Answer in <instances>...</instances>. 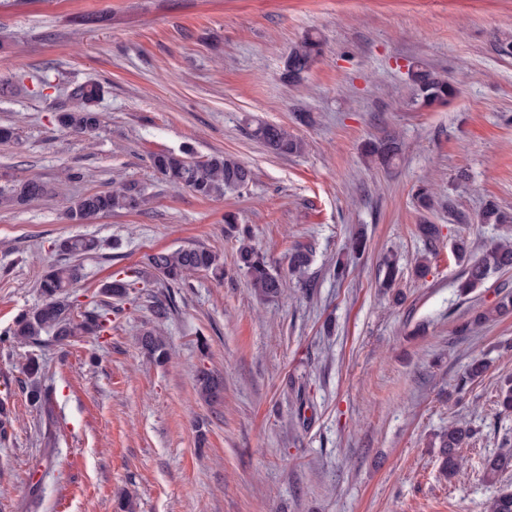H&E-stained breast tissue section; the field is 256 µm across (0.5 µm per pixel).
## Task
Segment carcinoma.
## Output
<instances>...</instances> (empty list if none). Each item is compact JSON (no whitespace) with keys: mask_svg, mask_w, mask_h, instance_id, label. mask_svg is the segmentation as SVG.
<instances>
[{"mask_svg":"<svg viewBox=\"0 0 512 512\" xmlns=\"http://www.w3.org/2000/svg\"><path fill=\"white\" fill-rule=\"evenodd\" d=\"M321 41L312 34L305 36L300 43L288 52L285 61V78L289 82L299 81L321 55ZM407 75L412 90V102L423 107L443 104L458 93L457 84L448 81L439 73L429 69L420 61H411L407 65ZM101 89L95 84L75 86L70 94L71 107L59 113L61 125L78 134H92L101 124L100 114L95 103L100 98ZM249 136L260 143L265 150L275 156L298 154L303 150V142L288 131V128L258 119L246 118ZM366 156L375 164L391 168L396 165L402 146L399 139L389 133L377 140L365 144ZM153 170L169 183L190 190L202 199L223 197L227 194H239L253 180L252 170L232 155L216 154L202 162H192L184 156L171 151H160L150 155ZM49 195V188L37 179H28L0 191V204L7 206L23 205L40 200ZM148 202L145 189L134 184H124L116 190L90 192L81 196L68 206L66 218L73 224H88L99 216L114 210L141 212ZM508 215L494 200L485 202L479 216L482 224H505ZM419 237L424 242L428 254H424L415 264V273L423 275L428 267V255L434 254V244L439 235L435 224L423 223L417 226ZM238 246L235 263L247 280V285L258 298L265 301L279 299L286 288V281L274 269L268 255L252 244L247 229L237 230ZM57 248L74 257L90 254L97 249V243L89 238L74 237L62 240ZM455 257L463 263L459 290L466 294L482 285L495 271L512 270V242L502 241L492 244L480 255H471L467 239L460 238L454 245ZM312 249L304 244L295 245L288 255L289 270L309 284L305 274L311 262ZM150 274L168 288H191V276L199 271L211 273L215 278L224 276V266L220 257L205 247H185L175 251H160L147 257ZM81 277V269L76 264L52 265L47 268L39 282L42 303L30 310H24L13 320L6 335L14 340L36 343L41 334L52 332L59 342L80 336L99 337L110 329L112 308L83 306L70 296L69 288ZM132 281L129 277H115L102 284L100 292L117 300L129 296ZM512 314V295L502 297L492 308L480 312L474 322L480 323L496 317ZM141 351L148 358L163 362L168 358L165 340L155 331L146 329L139 337ZM42 371L40 362L35 358L27 360L24 368L26 377L32 383L26 386L27 398L41 407L45 413L52 414L49 398L40 386L33 382ZM487 364L476 359L472 361L460 376L456 390L465 395L469 386L482 378ZM196 391L199 398L207 403L220 399L223 386L211 371L201 369L196 375ZM474 435V431L463 423H454L439 437L437 460L439 473L454 479L464 469L465 459L461 454L463 445ZM504 449L488 458L484 463L483 477L495 482L499 477L512 470V438L503 439Z\"/></svg>","mask_w":512,"mask_h":512,"instance_id":"carcinoma-1","label":"carcinoma"}]
</instances>
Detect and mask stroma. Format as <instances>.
I'll use <instances>...</instances> for the list:
<instances>
[{
	"label": "stroma",
	"mask_w": 512,
	"mask_h": 512,
	"mask_svg": "<svg viewBox=\"0 0 512 512\" xmlns=\"http://www.w3.org/2000/svg\"><path fill=\"white\" fill-rule=\"evenodd\" d=\"M310 32L322 55L295 86L285 59ZM503 34L512 0H0V125L16 129L0 143V187L36 177L53 190L0 208V332L40 303L48 264L69 261L57 243L75 235L101 248L82 260L73 296L112 306L102 337L0 344V512H115L125 490L136 512H486L512 489V472L482 479L512 431L496 404L512 380V317L461 332L512 293V271L462 296L451 251L460 236L478 250L506 234L479 223L486 199L512 212V57L493 49ZM414 59L459 82L458 95L413 105ZM86 83L102 88L90 139L58 122ZM248 116L287 126L305 151L269 154L248 136ZM387 133L402 142L389 169L363 154ZM185 148L198 160L233 154L253 180L219 200L173 188L150 155ZM71 169L84 179L68 180ZM122 183L145 188L144 211L66 219L79 196ZM424 185L430 210L416 197ZM228 214L285 274L283 298L262 302L248 288ZM426 221L441 234L419 276L415 227ZM358 230L360 257L349 249ZM298 243L313 249L310 290L288 273ZM187 246L218 253L223 281L200 272L186 289L144 278L132 298L100 294L147 254ZM390 254L401 274L387 289ZM339 257L340 280L329 271ZM166 295L174 308L159 328L171 358L157 365L138 333L153 320L147 297ZM31 356L49 416L24 390ZM476 358L490 369L457 398ZM202 368L223 379L221 404L199 400ZM458 417L476 435L465 475L449 482L430 443Z\"/></svg>",
	"instance_id": "stroma-1"
}]
</instances>
